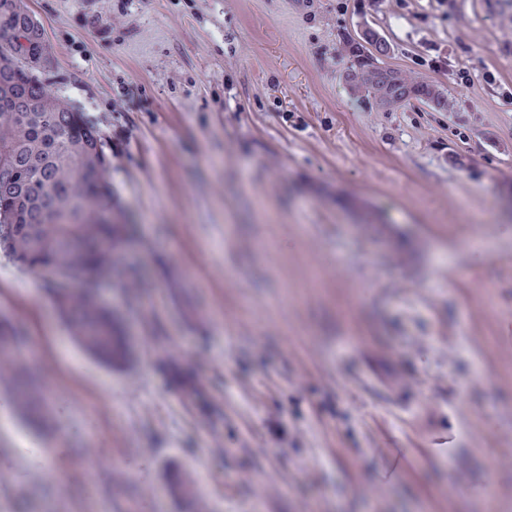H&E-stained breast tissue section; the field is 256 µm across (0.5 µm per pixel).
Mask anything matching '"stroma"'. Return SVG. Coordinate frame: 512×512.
<instances>
[{"instance_id": "35a3bbf8", "label": "stroma", "mask_w": 512, "mask_h": 512, "mask_svg": "<svg viewBox=\"0 0 512 512\" xmlns=\"http://www.w3.org/2000/svg\"><path fill=\"white\" fill-rule=\"evenodd\" d=\"M27 3L105 143L126 358L0 255L50 402L0 380V512H512V7ZM368 27L447 108L350 89Z\"/></svg>"}]
</instances>
